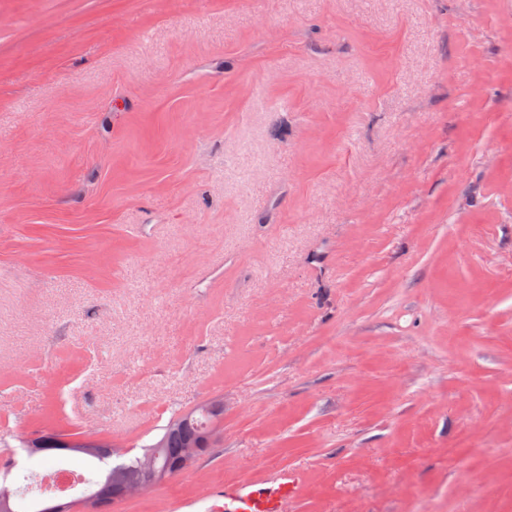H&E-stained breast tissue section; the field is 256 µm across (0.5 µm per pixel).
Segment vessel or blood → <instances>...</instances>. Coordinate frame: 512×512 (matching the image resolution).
<instances>
[{"label": "vessel or blood", "mask_w": 512, "mask_h": 512, "mask_svg": "<svg viewBox=\"0 0 512 512\" xmlns=\"http://www.w3.org/2000/svg\"><path fill=\"white\" fill-rule=\"evenodd\" d=\"M301 481L300 474L283 470L258 484L242 482L224 486L211 496L209 512H284V502Z\"/></svg>", "instance_id": "b4317fda"}]
</instances>
